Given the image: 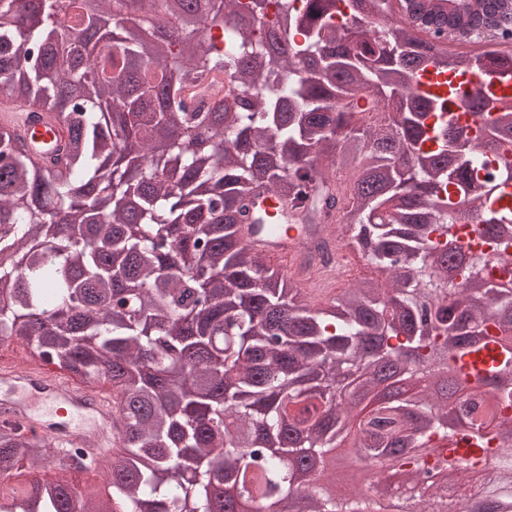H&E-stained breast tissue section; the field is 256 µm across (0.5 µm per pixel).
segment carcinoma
Wrapping results in <instances>:
<instances>
[{
  "mask_svg": "<svg viewBox=\"0 0 512 512\" xmlns=\"http://www.w3.org/2000/svg\"><path fill=\"white\" fill-rule=\"evenodd\" d=\"M0 0V99L50 112L71 137L35 164L0 126V337L103 380L122 430L100 459L78 448L55 478L0 482V512H384L380 472L336 493L310 464L353 436L391 462L416 512H512V55L449 54L388 16L389 0ZM167 39L146 42V30ZM481 77L465 107L421 72ZM262 188L387 275L314 301L243 240ZM474 231L458 277L448 243ZM496 337L466 377L458 359ZM397 366L398 399L378 369ZM352 379L369 391L350 399ZM474 441L459 461L442 448ZM52 445L0 425V475ZM112 491L77 492L72 462ZM477 478L448 502L441 466Z\"/></svg>",
  "mask_w": 512,
  "mask_h": 512,
  "instance_id": "1",
  "label": "carcinoma"
}]
</instances>
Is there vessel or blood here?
Instances as JSON below:
<instances>
[{
	"label": "vessel or blood",
	"instance_id": "vessel-or-blood-1",
	"mask_svg": "<svg viewBox=\"0 0 512 512\" xmlns=\"http://www.w3.org/2000/svg\"><path fill=\"white\" fill-rule=\"evenodd\" d=\"M0 126L13 129L27 154L48 165L61 156L69 131L49 113L20 102H0ZM248 246L269 258L301 259L307 233L303 225L256 230L243 225ZM0 421L20 424L51 440L57 448H87L102 455L117 445L121 428L112 399L82 379L51 364L28 367L0 364Z\"/></svg>",
	"mask_w": 512,
	"mask_h": 512
}]
</instances>
